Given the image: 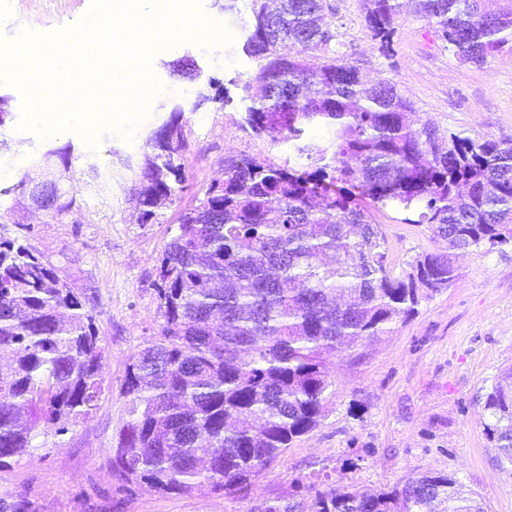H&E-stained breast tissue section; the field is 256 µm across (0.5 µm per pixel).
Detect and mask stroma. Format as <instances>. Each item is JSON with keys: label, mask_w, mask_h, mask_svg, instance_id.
I'll return each instance as SVG.
<instances>
[{"label": "stroma", "mask_w": 512, "mask_h": 512, "mask_svg": "<svg viewBox=\"0 0 512 512\" xmlns=\"http://www.w3.org/2000/svg\"><path fill=\"white\" fill-rule=\"evenodd\" d=\"M338 49L373 79L405 91L419 115L442 129L512 144V52L481 66L459 61L428 23L410 14L394 21L393 50L383 55L363 23L362 0H330ZM91 0H0V43L22 30L46 36L76 25ZM206 16L225 25L230 43L184 41L159 50L151 69L163 89L148 112L123 127L100 126L94 143L81 135L45 137L20 129L22 96L0 81L12 112L0 125V238L29 244L56 266L71 288L93 296L95 324L105 345L102 376L111 391L88 415L58 436L39 428L31 457L0 468V498L26 501L32 512H251L263 499L287 494L300 475L323 473L325 488L390 490L426 472L451 474L481 501L485 512H512V467L500 466L485 432L484 395L512 366V248H481L458 261L459 277L383 336L331 356L334 380L320 425L299 438L242 497H164L134 489L114 494L112 450L127 419L119 388L132 356L160 332L154 288L157 266L177 229L180 209L221 177L229 156L284 159V152L242 128L243 84L256 63L242 50L240 31L251 25L250 0L235 12L224 0H201ZM219 78L224 109H193L209 78ZM185 109L187 189L175 204L140 223L137 176L147 138L174 105ZM70 148L68 165L39 160L50 148ZM60 178L80 209L76 220L32 213L10 188L24 174ZM387 206L374 213L395 272L414 257L438 250L427 226L409 224Z\"/></svg>", "instance_id": "1"}]
</instances>
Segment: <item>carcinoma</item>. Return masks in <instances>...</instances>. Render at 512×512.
Instances as JSON below:
<instances>
[{
    "mask_svg": "<svg viewBox=\"0 0 512 512\" xmlns=\"http://www.w3.org/2000/svg\"><path fill=\"white\" fill-rule=\"evenodd\" d=\"M243 121L288 155H243L179 212L154 286L158 338L120 387L128 418L113 449L120 484L162 496L246 493L316 429L333 382L326 357L392 325L457 279L455 257L512 245V146L441 135L389 80L369 82L336 50L328 0H250ZM445 47L483 65L512 50V0H413ZM364 27L392 51L403 0H364ZM184 110L146 141L140 220L187 187ZM415 211L445 242L396 275L372 211ZM95 304L17 240H0V465L30 455L40 425L68 432L105 392ZM486 434L512 465V368L486 394ZM319 475L253 512H484L448 474L390 491H324Z\"/></svg>",
    "mask_w": 512,
    "mask_h": 512,
    "instance_id": "1",
    "label": "carcinoma"
}]
</instances>
